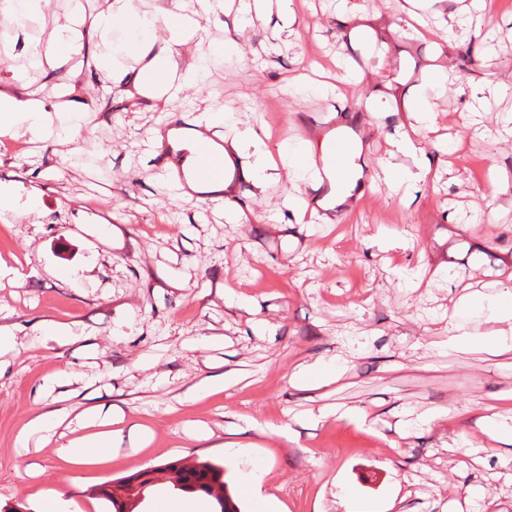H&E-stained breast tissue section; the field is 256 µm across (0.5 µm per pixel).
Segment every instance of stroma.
I'll list each match as a JSON object with an SVG mask.
<instances>
[{
	"label": "stroma",
	"instance_id": "obj_1",
	"mask_svg": "<svg viewBox=\"0 0 512 512\" xmlns=\"http://www.w3.org/2000/svg\"><path fill=\"white\" fill-rule=\"evenodd\" d=\"M360 14L340 18L334 0H305L308 25L290 35L274 24L241 27L233 16L210 26L205 50L234 40L203 83L165 106L128 107L120 93L98 104L87 133L69 145L50 137L0 154V182L17 205L38 199L28 222L0 212V328L21 346L0 357V512H41L54 493L70 512H107L95 496L113 479L183 458L225 464L242 512L244 478L258 470L278 512H337V496L361 512H512V455L481 447L460 409L480 410L512 393V355L491 356L448 344V313L512 276V191L492 200L496 217L477 221L476 192L488 168L512 179V94L469 113L487 84L512 80V0L468 27L449 28L447 10L426 14L448 51L404 35L400 0H357ZM105 0H46L32 33L47 41L72 13H98ZM367 26L387 43L392 70L365 61L347 33ZM495 28L506 51L487 62L483 34ZM361 67L346 102L332 93L295 94L287 80L298 57ZM466 84L465 95L437 99L426 152L430 179L409 208L384 188L356 200L332 223L233 224L224 206L173 200L148 154L153 129L190 109L224 105L238 126H264L273 140L324 134L329 119L360 139L366 175L387 150L384 132L359 105L385 102L388 128L409 124L423 75L434 67ZM97 89L102 77L77 62L64 74L30 72L0 93H39L53 101L60 77ZM105 162L70 167L71 147ZM307 199L306 183L281 178L263 192L238 186L243 210L280 207L283 190ZM395 227L404 240L378 239ZM247 298L227 306L225 287ZM342 357L334 383L314 389L294 380L299 367ZM88 407L122 419L119 451L96 466L59 453L79 435ZM440 411L433 427L426 410ZM69 417L49 437H33L26 457L16 438L37 415ZM290 426V437L279 435ZM144 449L132 453L134 444Z\"/></svg>",
	"mask_w": 512,
	"mask_h": 512
}]
</instances>
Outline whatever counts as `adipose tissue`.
I'll return each instance as SVG.
<instances>
[{"label":"adipose tissue","mask_w":512,"mask_h":512,"mask_svg":"<svg viewBox=\"0 0 512 512\" xmlns=\"http://www.w3.org/2000/svg\"><path fill=\"white\" fill-rule=\"evenodd\" d=\"M196 16L184 12L183 0H156L153 9L142 11L143 21L150 27H164L166 36L162 42H147L133 61L119 57L112 43V21L116 15L133 10L134 0H112L107 10L97 14L92 22L91 34H84L69 26L61 27L51 46H32L30 59L33 65H47L57 69L67 61L90 55L95 70L104 72V89L118 91L130 106L141 104H165L177 98L183 88L201 84L204 80L210 54L201 50L188 51L187 46L200 30L201 21L222 22L227 12H236L247 25L265 23L277 18L279 31H291L304 24L295 0H196ZM163 70L165 79L154 84L150 78L156 70ZM424 90L411 109L416 120L411 129H397L387 135L389 146L386 157L378 166L382 180H364L363 167L356 159L362 153L361 146H354V160L345 173L332 171L325 176L313 173L315 159L310 142L292 147L287 141L269 142L263 128L232 126V117L223 107L212 106L196 115L189 128L169 131L168 135L152 133L149 144L159 147L162 139H169L175 149L187 150L188 163L208 160L211 156L230 158L253 151L255 159L241 167L238 180L262 189L268 183L279 181L281 174L289 178L309 182L314 193L312 200L293 205L291 198H283V207L291 209L298 219L316 217L319 212L347 203L364 188H376L384 184L389 198L407 204L420 183L426 182L430 164L426 158L424 143L426 133L435 119L433 95L448 91V76L437 71L423 80ZM87 104L68 100L46 107L44 102L26 92L15 95L0 94V128H6L17 136L41 140L50 136L69 139L83 128ZM231 125L228 135H221L219 128ZM480 307L487 313V321L493 326L489 333L466 337L460 335V320L464 308H454L448 315V330L458 333V343L468 350H481L499 356L512 353V280L495 284L492 293L482 295ZM87 434L70 441L63 451L77 465L95 464L101 458L102 449L111 447L116 436L112 428L113 416L98 410L83 411L79 415Z\"/></svg>","instance_id":"ef3b65f1"}]
</instances>
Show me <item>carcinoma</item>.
Masks as SVG:
<instances>
[{
    "label": "carcinoma",
    "mask_w": 512,
    "mask_h": 512,
    "mask_svg": "<svg viewBox=\"0 0 512 512\" xmlns=\"http://www.w3.org/2000/svg\"><path fill=\"white\" fill-rule=\"evenodd\" d=\"M224 474L222 464L198 459L187 464L182 459L129 475L127 481L145 487L146 494L161 486L204 497L211 503V512H240L239 505L228 492Z\"/></svg>",
    "instance_id": "obj_1"
}]
</instances>
